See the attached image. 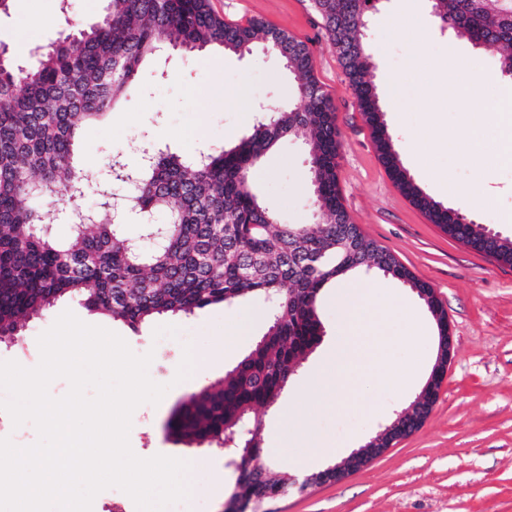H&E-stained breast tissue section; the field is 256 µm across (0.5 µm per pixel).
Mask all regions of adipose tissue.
<instances>
[{"mask_svg": "<svg viewBox=\"0 0 512 512\" xmlns=\"http://www.w3.org/2000/svg\"><path fill=\"white\" fill-rule=\"evenodd\" d=\"M487 115L496 126L498 135L489 138L481 130H471L465 140V147L479 169L488 164H501L512 160V115L505 116L497 110H488ZM337 305L346 307L347 323L342 331L340 355L327 362L308 381L317 395V404L323 408L341 409V394L335 383L344 380L354 384L355 379L349 372L351 362L358 357L370 358L372 370L367 378L389 387L397 381V371L389 355L390 348L397 344V337L388 335L380 327H372V320L386 321L400 313L403 306L399 298L387 289L378 287L363 292L361 297L350 294L337 296ZM308 410L286 409L281 419V448L294 456H303L315 451L327 452L329 444L316 438L308 428Z\"/></svg>", "mask_w": 512, "mask_h": 512, "instance_id": "adipose-tissue-1", "label": "adipose tissue"}]
</instances>
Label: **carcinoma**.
<instances>
[{
  "mask_svg": "<svg viewBox=\"0 0 512 512\" xmlns=\"http://www.w3.org/2000/svg\"><path fill=\"white\" fill-rule=\"evenodd\" d=\"M103 17L18 64L0 46V339L65 296L114 320L135 326L164 313L189 314L211 304L241 303L256 295L277 302L263 337L235 367L189 396L169 422L187 445L210 439L224 443V428L246 422L270 405L288 385V374L320 342V293L364 266L427 288L386 250L351 222L343 203L336 164V114L314 74L310 46L281 29V42L268 38L274 26L251 18L227 21L209 0H107ZM365 0H312L313 8L342 72L370 126L379 159L407 199L436 225L455 226L457 239L486 237L481 250L503 241L480 224L425 194L402 165L385 120L376 86L369 78L373 53L366 27L354 22L343 31L331 22L336 10L360 11ZM438 21L451 20L455 36L475 46L499 50V70L512 73V0H431ZM260 44L277 54L296 83L300 106L275 105L249 134L191 158L161 151L138 165L115 156L110 162L112 194L131 190L133 205L165 216V238L146 250L132 247L111 209L97 201L87 212L94 221L73 217L76 201L95 194L76 157V140L86 125L105 119L136 91L141 65L168 49L207 48L245 54ZM354 45L349 54L345 46ZM285 137L305 145L317 224H284L274 207L252 188L261 159ZM345 214L356 240L346 242L336 211ZM74 226L66 243L45 237L51 219ZM69 263H64V260ZM431 410L429 399L403 409L392 430L379 436L390 444L419 428ZM256 452L239 456L235 479L244 507L254 512L267 489L288 488L271 476L258 442L249 431L237 441Z\"/></svg>",
  "mask_w": 512,
  "mask_h": 512,
  "instance_id": "1",
  "label": "carcinoma"
}]
</instances>
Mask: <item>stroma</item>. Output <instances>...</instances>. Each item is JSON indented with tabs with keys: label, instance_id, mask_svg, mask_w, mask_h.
<instances>
[{
	"label": "stroma",
	"instance_id": "stroma-1",
	"mask_svg": "<svg viewBox=\"0 0 512 512\" xmlns=\"http://www.w3.org/2000/svg\"><path fill=\"white\" fill-rule=\"evenodd\" d=\"M209 2L224 19L260 18L309 44L315 75L337 116L344 205L368 239L434 288L454 336L447 375L420 429L346 479L306 490L288 488L265 501L261 512H512V268L448 238L395 185L378 158L372 131L311 0ZM106 5V0H13L9 14L0 17V43L27 61L34 49L68 33L72 21L96 22ZM409 14L423 27L421 41L398 28ZM33 16L38 25H27ZM369 29L374 63L370 78L387 112L399 115L389 130L403 166L434 200L512 239V168L492 174L494 201L480 204L468 194L478 171L460 143L463 133L484 117L480 99L463 97L460 90L476 71L502 83L496 51L440 30L428 0H383ZM457 57L472 58V68L448 70V61ZM265 102L298 103L293 83L274 55L259 48L244 56L214 49L174 53L144 65L138 91L106 121L83 128L77 151L99 178L114 156L136 160V145L142 140L192 157L246 134L259 104ZM253 188L283 222L316 223L300 141L283 139L255 171ZM355 278L368 287L383 284L403 298L406 312L387 323L390 333L405 339L391 359L400 373L414 369L418 376L392 390L355 386L344 395V409L312 411L311 431L334 442L332 458L337 460L358 450L390 424L397 411L419 399L437 355L436 322L415 292L381 274L360 270ZM343 288L337 282L322 290L320 343L277 406L258 410L263 421L261 450L271 472L309 474L328 465L327 459L313 458L301 467L281 455L275 426L284 406L304 402L309 378L336 355V334L347 318L335 302ZM67 310L87 324L117 333L134 353H152L148 375L168 391L159 404L144 403L134 410L130 446L141 458L161 454L190 463L191 494L169 512H221L235 482L234 468L227 466L223 451L176 441L166 423L188 396L222 379L248 352L245 342L221 359H206L220 343L233 306L160 314L133 328L88 310L79 297L67 296L27 321L14 342L1 343L0 361L35 367L40 361L39 335ZM411 334L416 337L412 343L407 340ZM187 345L193 353L192 373L174 390L170 382Z\"/></svg>",
	"mask_w": 512,
	"mask_h": 512
}]
</instances>
